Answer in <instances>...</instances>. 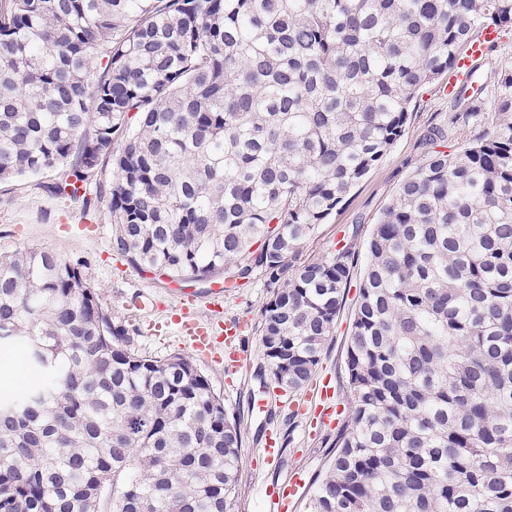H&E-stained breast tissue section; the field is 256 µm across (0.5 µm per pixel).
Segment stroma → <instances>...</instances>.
<instances>
[{
    "mask_svg": "<svg viewBox=\"0 0 512 512\" xmlns=\"http://www.w3.org/2000/svg\"><path fill=\"white\" fill-rule=\"evenodd\" d=\"M450 101L441 84H434L419 95L411 107L404 135L383 161L353 189L348 201L337 210L330 223L321 225L302 250L304 260L330 257L335 249L350 245L358 256H365L369 235L383 207L399 184L425 159L432 129L447 127ZM54 174L0 184V252L42 246L66 257H80L101 295V303L113 320L133 328L132 344L140 353L166 357L190 355L176 326L148 330L147 322L162 319V304L176 295L193 292L205 296L209 283L190 279L179 281L140 270L116 255L110 245L112 217L108 201H96V186H88L87 198L94 207L84 209L81 201L51 196L45 189ZM269 299L262 279L224 293L222 321L248 319L252 329L246 340L251 367L263 362L258 328L261 310ZM356 296L348 294L336 318V329L327 341L311 381L312 386L330 382L338 405H345L344 366L349 344ZM23 342L0 345V396L23 394L37 371L27 362ZM196 365L208 376L215 391L224 399V408L234 416L243 441L238 473L240 494L236 512H267L261 490L264 484L288 470L301 471L312 478L326 461L327 432L316 424L313 406L295 413L298 396L282 395L270 404L268 413L257 412L253 404L261 395L255 377L241 379L224 372L213 362L196 358ZM288 435L290 442L278 465H266L259 455L266 433Z\"/></svg>",
    "mask_w": 512,
    "mask_h": 512,
    "instance_id": "obj_1",
    "label": "stroma"
}]
</instances>
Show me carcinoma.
I'll return each instance as SVG.
<instances>
[{
  "label": "carcinoma",
  "instance_id": "obj_1",
  "mask_svg": "<svg viewBox=\"0 0 512 512\" xmlns=\"http://www.w3.org/2000/svg\"><path fill=\"white\" fill-rule=\"evenodd\" d=\"M512 0H0V182L110 168L112 251L181 280L261 276V387L301 390L356 252H300ZM460 111L367 243L348 411L305 512H512V67ZM0 512H234L242 438L185 355L145 356L77 258L0 255ZM26 347L23 342L0 345V398L23 394L37 371L27 362Z\"/></svg>",
  "mask_w": 512,
  "mask_h": 512
}]
</instances>
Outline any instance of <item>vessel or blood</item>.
Segmentation results:
<instances>
[{
    "label": "vessel or blood",
    "instance_id": "obj_1",
    "mask_svg": "<svg viewBox=\"0 0 512 512\" xmlns=\"http://www.w3.org/2000/svg\"><path fill=\"white\" fill-rule=\"evenodd\" d=\"M496 37L493 29L483 30L471 43L465 56L457 58L448 73L447 93H455L460 86L475 75L476 62L485 56L490 42ZM192 297H181L178 304L171 307V320L179 325L188 337L194 351L232 371H241L247 361L243 348L247 322L233 321L224 325L203 323L191 313ZM302 486L299 474H292L288 480L265 485L264 496L268 512H291L295 497Z\"/></svg>",
    "mask_w": 512,
    "mask_h": 512
}]
</instances>
